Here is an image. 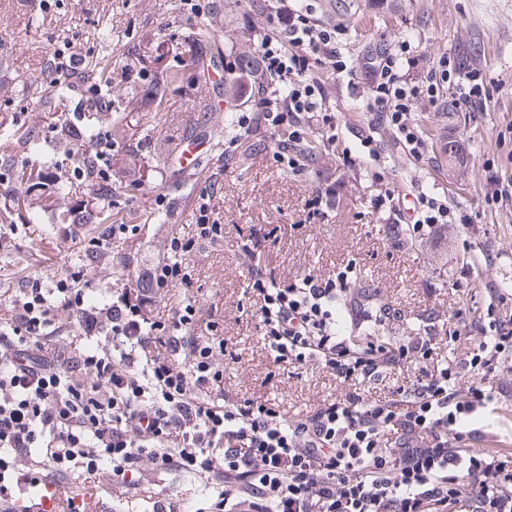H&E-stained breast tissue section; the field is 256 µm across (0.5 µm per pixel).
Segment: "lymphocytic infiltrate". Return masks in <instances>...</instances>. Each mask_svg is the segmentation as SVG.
Instances as JSON below:
<instances>
[{
    "label": "lymphocytic infiltrate",
    "instance_id": "1",
    "mask_svg": "<svg viewBox=\"0 0 512 512\" xmlns=\"http://www.w3.org/2000/svg\"><path fill=\"white\" fill-rule=\"evenodd\" d=\"M277 24L261 42L255 68L240 70L241 90L262 76L283 86L282 106L260 102L237 115L243 135L287 127L273 153L289 169H305L294 148L322 112L319 69L352 75L343 59L339 28L310 10L277 0ZM86 58L70 41L56 45L43 80L63 82L77 96V112H101L108 103L88 85ZM410 54L386 49L369 73V111L403 146L420 153L423 140L414 113L436 106L447 87L464 112L483 111L498 88L480 70L461 74L443 61L420 82L408 76ZM75 187L110 191L112 140L99 136L73 170ZM220 183L211 175L196 198L194 232L172 234L167 259L139 275V287L113 292L107 307L58 280L45 287L25 278L13 297L14 313L0 323V512H20L45 483L30 477L22 458L35 456L54 480L90 483L103 470L124 490H138L142 464L191 474L214 485L212 512H512V473L492 470L490 454L466 447L477 413L494 403L487 375L512 372V315L486 308L482 338L399 400H369L349 393L288 424L274 405L231 403L223 398L224 340L215 321L201 322L192 300L166 320L151 305L172 282H187V257L198 241L224 239L212 201ZM249 257L248 286L264 340L279 365L316 361L346 382L368 380L427 357L435 334L399 344H364L351 317L338 326L337 304L354 307L348 275L307 274L281 285L256 262L257 240H242ZM70 311L79 328L57 342L50 328L56 308ZM207 338H200L199 329ZM470 383H463V375Z\"/></svg>",
    "mask_w": 512,
    "mask_h": 512
}]
</instances>
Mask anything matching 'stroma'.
I'll list each match as a JSON object with an SVG mask.
<instances>
[{
	"label": "stroma",
	"mask_w": 512,
	"mask_h": 512,
	"mask_svg": "<svg viewBox=\"0 0 512 512\" xmlns=\"http://www.w3.org/2000/svg\"><path fill=\"white\" fill-rule=\"evenodd\" d=\"M206 15L192 12L185 0H65L49 13L25 8L21 0H0V114L18 117L32 134L51 140V114L71 116L73 96L44 104L27 96L18 78L39 76L58 40L74 41L87 57H95L94 38L101 27L112 31V84L105 94L110 107L98 115V134L111 130L113 114L127 125L124 139L112 151V194L107 206L124 217L131 232L112 248L88 255V240L105 226L74 225L71 214L81 201L43 192V223L28 224L23 208L0 193V317L10 315V292L30 275L45 287L71 271L97 267L91 290L100 293L130 286V277L154 265L165 250L168 233L194 221L195 196L214 173L222 172V190L215 205L224 226L219 244L198 243L188 259L189 284L162 290L159 311L191 297L205 313H213L224 338V398L230 402L276 400L285 419L296 421L349 392L368 399L402 398L437 363L459 358L463 343L479 340L482 313L491 290L504 299L500 311L512 310V203L489 204L486 168L499 165L512 175V0H353L348 12L330 14L326 0H295L312 8L323 23L341 25L346 56L361 61L383 46L411 44L418 64L409 75L420 80L438 69L441 60H458L461 71L480 69L502 89L482 112H455L452 95L440 105L418 108L422 156L396 141L392 131L377 125L366 111L371 92L363 80L348 82L332 70L319 72L330 125L305 129V141L318 152L305 170L277 166L273 149L284 131L260 130L239 137L224 132L223 150L213 147V132L225 112L249 111L246 99L225 94L234 80L226 69L213 68L215 56L230 63L250 60L265 33L271 12L268 0H196ZM208 27L212 40L197 43L192 33ZM176 71L177 83L164 95L154 93L162 73ZM373 138L363 148L361 136ZM457 139L465 154L462 166L450 170L440 155L441 139ZM376 150L385 168L368 156ZM206 153L204 166L183 170L188 152ZM336 172L340 203L327 215H313L306 206L323 189L319 173ZM399 196L396 208L378 207L375 195ZM467 214L466 224H445L434 232L412 229L419 193ZM167 198L155 206L157 194ZM263 235L261 264L282 284L308 273L328 276L349 270L358 315L381 314L394 342L424 335L436 327L441 340L429 359L388 374L378 381H339L314 362L276 365L254 316L246 288L248 263L238 250L241 236ZM130 275L111 277L115 263ZM487 386L502 398L481 412L475 426L483 433L478 445L512 469V373H494ZM140 493H126L102 476L97 486L111 512H151L156 501H179L190 512L209 507L210 489L188 474L143 465Z\"/></svg>",
	"instance_id": "stroma-1"
}]
</instances>
